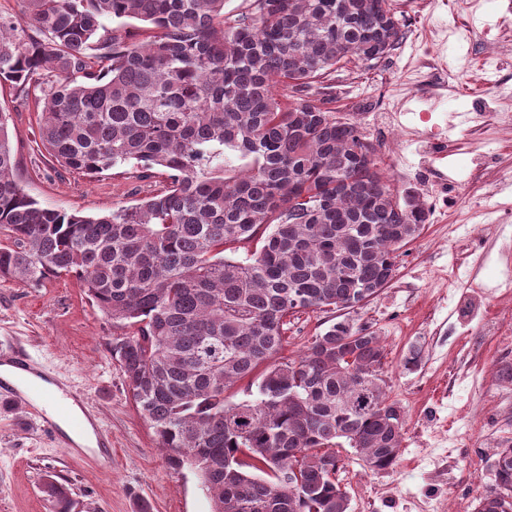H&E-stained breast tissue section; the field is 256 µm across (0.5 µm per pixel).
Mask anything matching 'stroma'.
<instances>
[{
  "label": "stroma",
  "instance_id": "1",
  "mask_svg": "<svg viewBox=\"0 0 512 512\" xmlns=\"http://www.w3.org/2000/svg\"><path fill=\"white\" fill-rule=\"evenodd\" d=\"M406 37L371 67L336 71L329 106L356 121L400 190L424 200L430 217L405 246L396 277L350 312L382 337L387 393L404 410L400 458L367 470L353 449L336 474L350 512H474L490 482L484 452L512 441V386L495 381L512 362V0H393ZM458 29V39L444 38ZM501 55L487 70L490 55ZM0 85L19 180L42 206L86 216L156 193L159 173L131 163L90 178L60 167L39 137L40 97ZM332 312L288 320L283 353L295 358ZM112 322L70 277L0 281V343L25 346L45 373L80 396L112 439V464L72 455L22 407L0 405V512H52L46 476L67 489L71 512H210L199 477L170 470L110 351ZM415 366H405L411 351Z\"/></svg>",
  "mask_w": 512,
  "mask_h": 512
}]
</instances>
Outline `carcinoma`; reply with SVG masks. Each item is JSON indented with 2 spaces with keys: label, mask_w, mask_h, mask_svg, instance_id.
Returning a JSON list of instances; mask_svg holds the SVG:
<instances>
[{
  "label": "carcinoma",
  "mask_w": 512,
  "mask_h": 512,
  "mask_svg": "<svg viewBox=\"0 0 512 512\" xmlns=\"http://www.w3.org/2000/svg\"><path fill=\"white\" fill-rule=\"evenodd\" d=\"M247 2L231 17L224 0H20L0 15V82L53 76L39 127L53 160L91 178L133 161L166 180L102 216L43 207L0 111V280L81 283L157 448L206 485L211 512H349L338 449L372 472L399 459L382 338L345 317L300 356L281 351L288 317L377 297L427 220L325 93L403 31L392 0ZM244 380L249 398L227 402ZM488 461L476 512H512V442ZM44 492L70 512L56 479Z\"/></svg>",
  "instance_id": "carcinoma-1"
}]
</instances>
